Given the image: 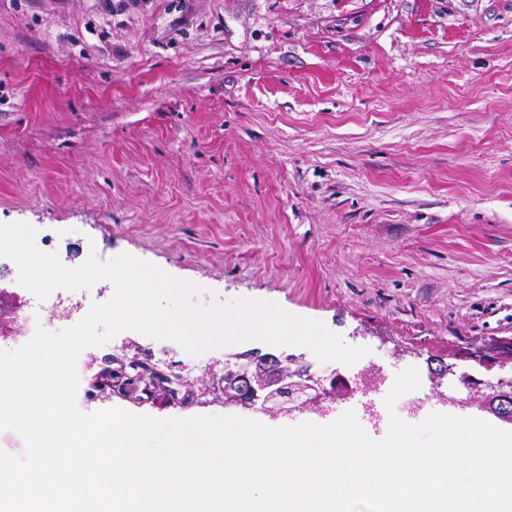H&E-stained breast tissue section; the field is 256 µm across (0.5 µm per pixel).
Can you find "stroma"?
Returning <instances> with one entry per match:
<instances>
[{
    "mask_svg": "<svg viewBox=\"0 0 512 512\" xmlns=\"http://www.w3.org/2000/svg\"><path fill=\"white\" fill-rule=\"evenodd\" d=\"M67 266L127 253L198 286L196 304L267 300L367 355L319 361L246 341L194 356L118 333L80 368L77 406L294 426L354 412L492 420L455 378L512 336V0H0V224ZM224 373L294 357L378 389L273 418L149 404L94 383L118 359ZM420 386L387 410L396 375Z\"/></svg>",
    "mask_w": 512,
    "mask_h": 512,
    "instance_id": "stroma-1",
    "label": "stroma"
}]
</instances>
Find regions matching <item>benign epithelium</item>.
Wrapping results in <instances>:
<instances>
[{"instance_id":"7a95c632","label":"benign epithelium","mask_w":512,"mask_h":512,"mask_svg":"<svg viewBox=\"0 0 512 512\" xmlns=\"http://www.w3.org/2000/svg\"><path fill=\"white\" fill-rule=\"evenodd\" d=\"M457 359L478 365L488 371L497 368L505 371L512 367V336H488L460 350ZM269 368H259L253 362H225L227 374L242 380L240 388L222 389L217 381L199 382L201 396L212 397L226 405H238L245 409H259L267 413L290 415L296 411L314 409L328 397L323 379L308 368L296 366V360L282 362L276 357L267 359ZM457 376L460 385L470 389L468 403L485 409L499 419L512 423V376L500 377L494 385L465 372L456 374L455 365L445 366L434 372L435 386L447 376Z\"/></svg>"}]
</instances>
